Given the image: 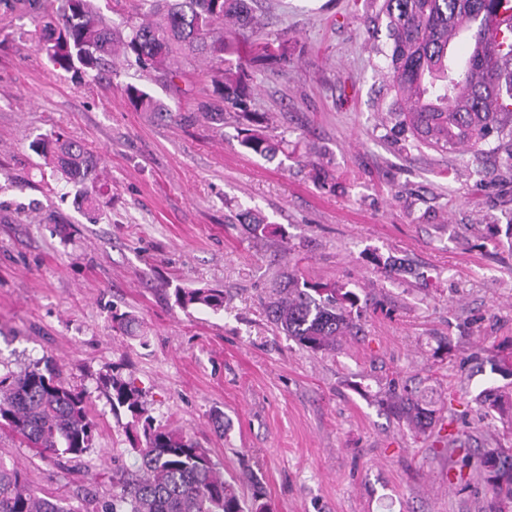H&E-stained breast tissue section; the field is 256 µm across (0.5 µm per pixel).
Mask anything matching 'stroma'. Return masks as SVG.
I'll use <instances>...</instances> for the list:
<instances>
[{
    "mask_svg": "<svg viewBox=\"0 0 512 512\" xmlns=\"http://www.w3.org/2000/svg\"><path fill=\"white\" fill-rule=\"evenodd\" d=\"M250 6L260 35L295 48L288 67L254 72L250 109L270 115L271 138L312 144L311 157L266 160L241 146L235 113L204 119L203 61L172 87L120 59L77 81L48 62L31 19L0 22V376L49 358L95 393L122 366L157 422L209 448L225 475L253 469L271 512H491L483 483L449 482L448 470L464 449L512 448L476 400L501 385L490 360L512 337V140L479 154L402 147L378 106L385 59L352 0ZM128 84L168 113L135 111ZM58 129L99 160L96 207L30 148ZM247 210L285 240L249 237ZM378 256L410 270L385 272ZM287 266L356 291L361 334L314 353L277 331L265 303ZM203 286L223 290V309L184 311L178 290ZM116 311L135 315L138 336L113 331ZM393 380L425 388L441 435L386 410ZM96 410L92 449L67 468L33 458L6 426L0 461L76 507L111 495L101 451L134 456L125 413L102 397Z\"/></svg>",
    "mask_w": 512,
    "mask_h": 512,
    "instance_id": "1",
    "label": "stroma"
}]
</instances>
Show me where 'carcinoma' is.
Listing matches in <instances>:
<instances>
[{"instance_id": "carcinoma-1", "label": "carcinoma", "mask_w": 512, "mask_h": 512, "mask_svg": "<svg viewBox=\"0 0 512 512\" xmlns=\"http://www.w3.org/2000/svg\"><path fill=\"white\" fill-rule=\"evenodd\" d=\"M148 12L115 30L93 0H0V17L23 13L39 31V49L55 68L76 79L99 74L120 54L141 69L174 79L183 63L204 59L211 89L198 111L214 123L224 121V104L258 128L241 140L247 151L266 159L288 151V143L259 130L267 117L249 111L254 93L249 71L288 65V41H257L248 0H142ZM355 10L370 12L372 21L387 20L390 36L385 81L392 94L388 107L392 130L410 134L417 144L438 153L462 148L482 150L493 137H512V55L489 48L487 33L500 9L512 0H353ZM123 93L134 110L164 108L145 88L127 84ZM31 149L67 181L84 186L82 200L96 201V186L86 182L97 159L83 144L60 132L41 134ZM239 223L255 239L284 238L281 227L256 212L240 214ZM266 306L278 330L313 352L336 349L342 336L362 331L359 296L344 284L322 283L294 269L282 271ZM190 309L224 308V293L207 287L178 295ZM492 370L506 380L505 390L486 394L480 404L512 423V364L494 356ZM103 393L112 410L124 409L135 462L112 458V494L73 507L37 491L17 467L0 462V512H268L261 478L251 473L247 484L224 477L208 449L192 437L154 424L142 391L117 370L104 378ZM390 414L424 433L435 423L437 409L418 388L391 385L385 400ZM0 423L24 437L42 462L62 468L92 448L97 429L95 400L66 385L49 360L35 362L17 375L0 376ZM497 452L488 448L472 460L465 452L463 468L475 466L482 482L505 507L512 506V454L498 467L489 465Z\"/></svg>"}]
</instances>
